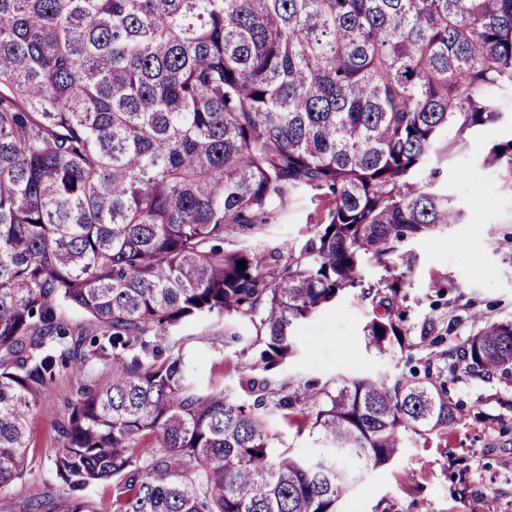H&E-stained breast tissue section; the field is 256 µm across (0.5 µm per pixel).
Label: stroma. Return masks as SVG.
Wrapping results in <instances>:
<instances>
[{"instance_id": "35a3bbf8", "label": "stroma", "mask_w": 512, "mask_h": 512, "mask_svg": "<svg viewBox=\"0 0 512 512\" xmlns=\"http://www.w3.org/2000/svg\"><path fill=\"white\" fill-rule=\"evenodd\" d=\"M503 135L487 126L479 138L448 139L433 163L436 185L452 196L463 213L460 223L413 242L400 264L407 298L403 304L409 348L379 355L365 346L363 327L372 315L369 302L348 295L296 329V355L276 374L282 383L324 384L361 376L395 378L409 366L423 368L471 333L470 317L512 319V180L485 166L482 155ZM311 193L292 196L285 210L256 235V244L280 247L302 238L322 214ZM189 352L196 378L238 399L249 400L248 383L260 378L252 354L237 342L197 339ZM73 377L63 375L38 401L29 430L31 470L12 489L0 512H27L31 499L49 498L53 478L55 421L65 408ZM448 389L464 406L450 433L407 437L390 463L364 471L337 503V512H377L393 504L396 512H512V377L459 374Z\"/></svg>"}]
</instances>
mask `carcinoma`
<instances>
[{
    "mask_svg": "<svg viewBox=\"0 0 512 512\" xmlns=\"http://www.w3.org/2000/svg\"><path fill=\"white\" fill-rule=\"evenodd\" d=\"M507 92L512 0H0V493L64 373L63 490L29 512H101L100 484L113 512H336L407 436L456 424L448 379L460 362L511 376L512 319L473 316L444 370L334 387L270 371L344 294L371 299L367 347H404L397 260L462 219L427 166L441 138L499 122ZM484 164L512 178V137ZM304 188L326 203L305 238L225 247ZM370 261L390 278L367 283ZM209 319L255 331L249 403L201 386L192 337L170 334ZM94 360L110 371L86 383ZM274 409L323 454L275 447Z\"/></svg>",
    "mask_w": 512,
    "mask_h": 512,
    "instance_id": "carcinoma-1",
    "label": "carcinoma"
}]
</instances>
